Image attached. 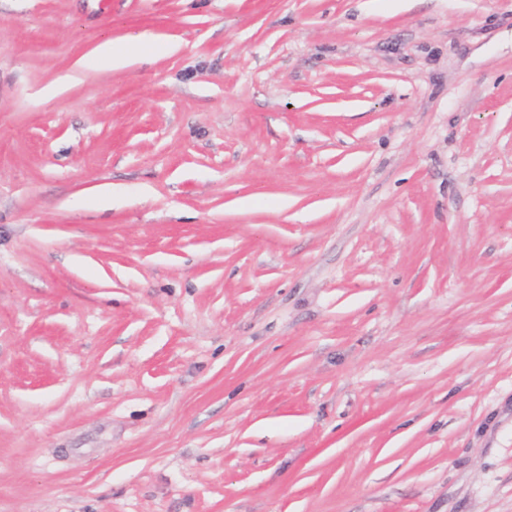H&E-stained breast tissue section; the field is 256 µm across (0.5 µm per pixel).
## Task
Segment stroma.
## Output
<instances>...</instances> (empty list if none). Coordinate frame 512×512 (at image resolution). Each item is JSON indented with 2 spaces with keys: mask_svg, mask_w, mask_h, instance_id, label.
I'll list each match as a JSON object with an SVG mask.
<instances>
[{
  "mask_svg": "<svg viewBox=\"0 0 512 512\" xmlns=\"http://www.w3.org/2000/svg\"><path fill=\"white\" fill-rule=\"evenodd\" d=\"M0 512H512V0H0Z\"/></svg>",
  "mask_w": 512,
  "mask_h": 512,
  "instance_id": "1",
  "label": "stroma"
}]
</instances>
